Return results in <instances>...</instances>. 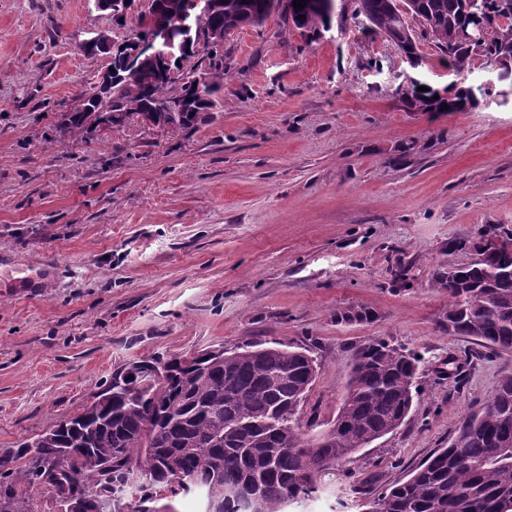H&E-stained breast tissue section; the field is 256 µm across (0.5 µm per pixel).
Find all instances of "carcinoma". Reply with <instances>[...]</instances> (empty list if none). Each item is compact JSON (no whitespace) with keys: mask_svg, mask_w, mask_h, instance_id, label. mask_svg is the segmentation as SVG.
<instances>
[{"mask_svg":"<svg viewBox=\"0 0 512 512\" xmlns=\"http://www.w3.org/2000/svg\"><path fill=\"white\" fill-rule=\"evenodd\" d=\"M213 9L207 25L231 29L242 18L269 16L270 0H223ZM489 23L482 53L512 52V0H481ZM283 20L298 29L314 30L319 14L294 8L287 0ZM363 13L384 34L418 50L420 38L433 39L438 50L459 74L470 69L474 55L455 40L467 17L468 0H413V20L406 26L393 0H356ZM206 66L192 63V51L177 66L179 75L166 84L153 80L154 71L112 84L108 100L114 110L104 118L75 108L69 112L73 127L122 123L124 110L166 101H188L190 90L202 86L199 112H153L151 119L177 123L188 129L221 105L224 94V52L202 47ZM448 97L430 88L404 92L407 103L422 111L449 106L467 111L468 87H448ZM502 235L501 248L487 255L480 239H459L456 250H470L475 258L465 266H448L435 273L434 285L448 290L450 303L439 322L440 330L470 336L484 347L512 349V229L490 227ZM372 318L365 308L336 313V321L363 322ZM172 377L160 382L140 402L127 400L126 391L153 367L148 360L126 365L112 373L97 395L101 406H85L70 420H62L40 434L35 446L18 445L6 451L16 467L0 487V512H28L16 493V479L39 485L50 494L53 512L59 498L78 493L94 500L103 491L101 466L116 448L125 463L148 467L157 474L150 489L173 488L177 474L193 477L203 506L212 512H245L235 496L255 493V512H286L288 505L314 492L308 480L311 462L328 467L343 465L365 447L402 425L419 394L418 359L384 339L373 340L355 352L347 392L336 414L331 436L308 433L299 413L315 378L314 359L290 347L248 345L229 358L199 357L185 366L181 358L169 361ZM83 447L74 480L39 467L52 463L59 449ZM123 463V464H125ZM123 464L112 469L117 476ZM363 512H512V374L505 375L482 407L465 417L446 448L434 451L401 480L357 489Z\"/></svg>","mask_w":512,"mask_h":512,"instance_id":"cac0c4a2","label":"carcinoma"}]
</instances>
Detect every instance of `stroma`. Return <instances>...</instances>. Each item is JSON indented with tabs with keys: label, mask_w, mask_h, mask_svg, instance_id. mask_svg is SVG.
<instances>
[{
	"label": "stroma",
	"mask_w": 512,
	"mask_h": 512,
	"mask_svg": "<svg viewBox=\"0 0 512 512\" xmlns=\"http://www.w3.org/2000/svg\"><path fill=\"white\" fill-rule=\"evenodd\" d=\"M335 0L330 30L271 16L224 43V103L191 129L68 125L131 37L92 0H0V451L79 413L126 363L251 343L304 347L303 423L335 419L356 349L420 357L405 422L321 472L297 512H360L455 437L512 373V349L442 332L433 276L487 225L512 228V107L422 112L408 78L471 84L431 40L411 67ZM406 266L411 287L395 288ZM350 307L371 320L345 324Z\"/></svg>",
	"instance_id": "obj_1"
}]
</instances>
